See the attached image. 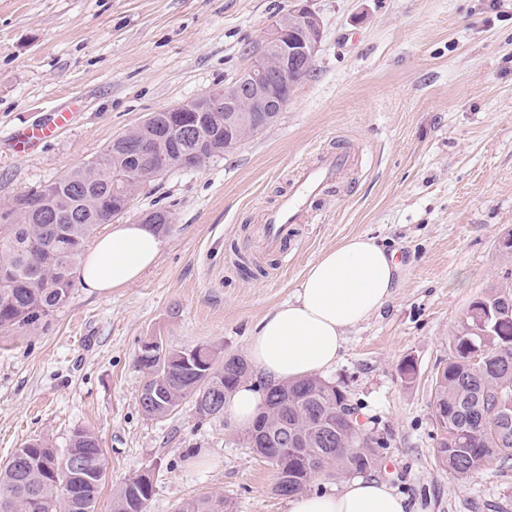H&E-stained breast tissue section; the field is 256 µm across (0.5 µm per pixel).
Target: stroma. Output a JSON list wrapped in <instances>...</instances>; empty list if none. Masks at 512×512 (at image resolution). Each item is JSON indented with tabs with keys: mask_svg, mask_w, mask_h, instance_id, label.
<instances>
[{
	"mask_svg": "<svg viewBox=\"0 0 512 512\" xmlns=\"http://www.w3.org/2000/svg\"><path fill=\"white\" fill-rule=\"evenodd\" d=\"M291 0H0V139L69 108L71 128L28 155L0 153V205L101 157L149 113L228 86L258 55ZM324 30L313 70L278 121L198 170L148 182L132 214L174 220L156 264L107 294L74 286L38 333L0 338V462L43 438L66 448L93 430L108 461L96 512L149 474L146 512L220 494L233 512H289L276 467L231 417L201 420L191 402L143 415L141 343L212 345L245 357L255 324L292 299L319 256L368 235L394 251L400 286L348 330L323 377L383 441L372 478L412 512H512V460L453 475L434 383L471 305L512 286V6L490 0H314ZM358 149L355 171L297 227L287 258L256 235L295 168ZM262 275L242 274L240 258ZM414 371L404 375V364Z\"/></svg>",
	"mask_w": 512,
	"mask_h": 512,
	"instance_id": "1",
	"label": "stroma"
}]
</instances>
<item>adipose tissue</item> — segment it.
Here are the masks:
<instances>
[{
  "instance_id": "adipose-tissue-1",
  "label": "adipose tissue",
  "mask_w": 512,
  "mask_h": 512,
  "mask_svg": "<svg viewBox=\"0 0 512 512\" xmlns=\"http://www.w3.org/2000/svg\"><path fill=\"white\" fill-rule=\"evenodd\" d=\"M162 247L149 225H113L90 248L80 283L92 293L133 283L154 265ZM398 286L395 255L374 238L353 236L324 252L305 271L294 299L275 306L255 325L247 357L257 380L240 385L227 402L235 425L248 428L262 411L260 383L294 381L334 366L347 330L379 312ZM289 507V512H410L406 497L374 479L298 495Z\"/></svg>"
}]
</instances>
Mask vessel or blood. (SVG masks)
Returning a JSON list of instances; mask_svg holds the SVG:
<instances>
[{
	"mask_svg": "<svg viewBox=\"0 0 512 512\" xmlns=\"http://www.w3.org/2000/svg\"><path fill=\"white\" fill-rule=\"evenodd\" d=\"M72 119L71 112L56 110L42 122L13 132L10 140L14 153H25L40 143L57 138L69 128ZM354 163V154L341 151L322 155L315 163L302 165L293 178L288 195L261 216L258 235L265 249L287 257L296 225L318 221L321 196Z\"/></svg>",
	"mask_w": 512,
	"mask_h": 512,
	"instance_id": "vessel-or-blood-1",
	"label": "vessel or blood"
}]
</instances>
